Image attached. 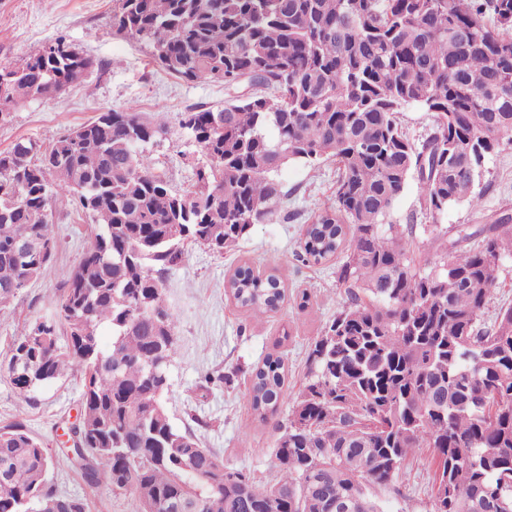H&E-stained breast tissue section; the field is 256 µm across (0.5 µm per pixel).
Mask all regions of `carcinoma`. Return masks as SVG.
Returning a JSON list of instances; mask_svg holds the SVG:
<instances>
[{
	"mask_svg": "<svg viewBox=\"0 0 512 512\" xmlns=\"http://www.w3.org/2000/svg\"><path fill=\"white\" fill-rule=\"evenodd\" d=\"M113 33L149 49L187 83L224 85L222 108L180 127L201 150L192 188L153 170L166 133L142 113L101 112L51 140L0 152V309L51 265L56 207L95 224L59 285L57 318L23 325L8 369L24 396L68 373L82 383L68 459L89 485L107 476L134 512H382L408 459L430 452L441 512H512V306L484 318L512 258L501 217L453 240L436 224H400L392 207L418 178L421 210L481 206L487 157L512 146V0H112ZM95 61L60 36L0 69V121L55 95ZM432 114L419 145L398 122ZM336 165L333 202L308 215L297 260L342 257L340 309L322 326L305 381L278 422L277 477L229 467L177 428L165 405L177 316L163 299L184 236L219 255L269 223L285 165ZM436 250L420 263L417 234ZM40 248L20 260L15 245ZM255 319L285 298L280 280L238 267L227 282ZM106 325L112 343L101 344ZM237 370L205 372L203 393ZM285 359L267 355L245 397L265 421L285 397ZM53 463L21 422L0 427V512H89L58 492Z\"/></svg>",
	"mask_w": 512,
	"mask_h": 512,
	"instance_id": "carcinoma-1",
	"label": "carcinoma"
}]
</instances>
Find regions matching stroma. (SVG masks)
Instances as JSON below:
<instances>
[{"label":"stroma","mask_w":512,"mask_h":512,"mask_svg":"<svg viewBox=\"0 0 512 512\" xmlns=\"http://www.w3.org/2000/svg\"><path fill=\"white\" fill-rule=\"evenodd\" d=\"M58 36L92 56L97 66L66 91L11 112L0 122V152L17 139L46 142L98 113L132 107L166 123L168 132L151 146L150 156L176 190L187 189L201 152L183 135L180 116L195 106L223 105V86L176 79L152 62L146 47L115 36L112 0H0V67L20 66ZM334 171L330 162L317 169L288 165L280 175L288 193L281 217L254 225L238 248L221 256L188 245L182 262L165 278V303L179 317L178 352L169 367L165 396L170 418L181 428L189 422V410H196L211 422L199 433L203 447L218 451L225 464L250 470L266 481L276 475L274 423L287 419L304 379L309 346L342 305L333 263L306 266L296 259L308 214L333 200ZM481 183L482 209L459 204L439 217L449 233L491 223L504 214L512 216V147L488 158ZM52 221L60 241L54 261L0 310V363L23 323L54 315L61 273L78 262L92 228L87 215L60 207L54 208ZM245 261L259 271H275L284 285L280 309L260 320L249 318L224 292L225 282ZM304 294L310 304L302 311L297 304ZM269 354L284 357L288 379L275 421L264 422L249 408L244 392L252 369ZM233 367L239 370L233 387L201 394L203 372ZM80 394V380L65 376L20 397L0 366V427L25 424L53 458L49 477L60 493L85 497L90 512H133L129 496L113 493L104 479L87 486L65 455L63 433L76 418ZM433 475L430 453L411 460L403 471L401 494L382 493L384 512H430Z\"/></svg>","instance_id":"35a3bbf8"}]
</instances>
